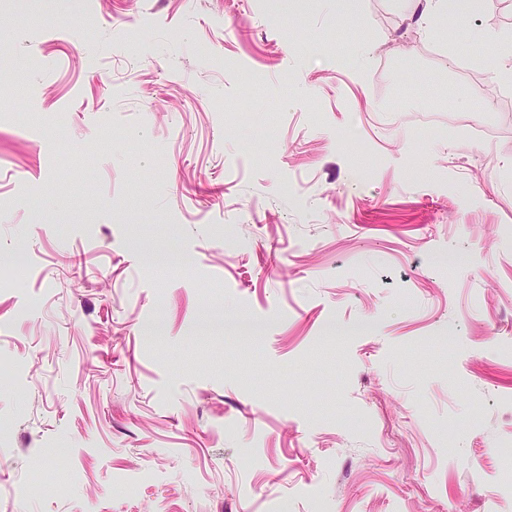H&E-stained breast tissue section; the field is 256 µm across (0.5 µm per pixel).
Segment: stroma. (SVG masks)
Masks as SVG:
<instances>
[{
    "label": "stroma",
    "instance_id": "stroma-1",
    "mask_svg": "<svg viewBox=\"0 0 512 512\" xmlns=\"http://www.w3.org/2000/svg\"><path fill=\"white\" fill-rule=\"evenodd\" d=\"M483 31L512 0L434 34L399 0L0 9V512H512Z\"/></svg>",
    "mask_w": 512,
    "mask_h": 512
}]
</instances>
